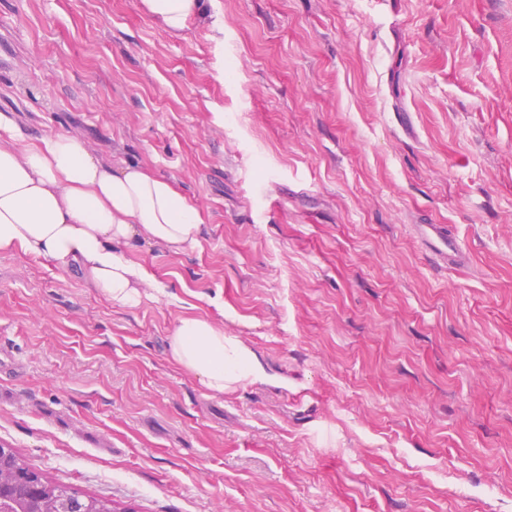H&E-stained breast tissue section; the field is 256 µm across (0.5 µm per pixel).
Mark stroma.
<instances>
[{"label": "stroma", "mask_w": 512, "mask_h": 512, "mask_svg": "<svg viewBox=\"0 0 512 512\" xmlns=\"http://www.w3.org/2000/svg\"><path fill=\"white\" fill-rule=\"evenodd\" d=\"M197 205L111 306L0 252V446L115 512H512V0H0V113ZM444 224V264L415 225ZM185 317L269 381L215 396ZM204 0H142L146 12L169 32H179L193 16H204ZM174 364L211 393L224 395L234 386L268 381L269 373L259 359L223 327L206 318H183L169 338Z\"/></svg>", "instance_id": "stroma-1"}]
</instances>
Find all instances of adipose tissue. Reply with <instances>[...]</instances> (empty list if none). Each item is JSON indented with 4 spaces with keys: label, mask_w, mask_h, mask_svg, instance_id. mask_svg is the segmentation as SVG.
Here are the masks:
<instances>
[{
    "label": "adipose tissue",
    "mask_w": 512,
    "mask_h": 512,
    "mask_svg": "<svg viewBox=\"0 0 512 512\" xmlns=\"http://www.w3.org/2000/svg\"><path fill=\"white\" fill-rule=\"evenodd\" d=\"M142 3L174 33L204 14L203 0ZM200 224L196 205L168 180L139 167L106 166L69 135L29 138L0 114V251L78 268L110 304L134 308L156 281L128 247L145 236L177 250L196 243ZM169 355L217 395L270 378L253 353L206 318L180 319Z\"/></svg>",
    "instance_id": "adipose-tissue-1"
}]
</instances>
